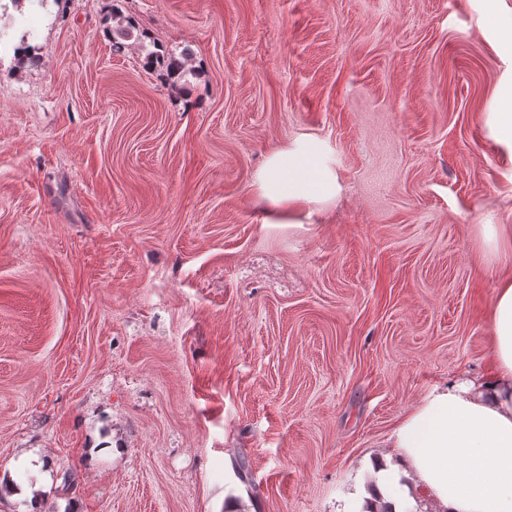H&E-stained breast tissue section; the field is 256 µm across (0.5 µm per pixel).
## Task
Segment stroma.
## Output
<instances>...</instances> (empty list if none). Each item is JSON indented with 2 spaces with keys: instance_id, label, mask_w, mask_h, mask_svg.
<instances>
[{
  "instance_id": "1",
  "label": "stroma",
  "mask_w": 512,
  "mask_h": 512,
  "mask_svg": "<svg viewBox=\"0 0 512 512\" xmlns=\"http://www.w3.org/2000/svg\"><path fill=\"white\" fill-rule=\"evenodd\" d=\"M11 15L32 53L0 54V512H30L23 485L48 512H343L417 401L492 359L512 257L480 227L512 225V168L476 0ZM307 137L341 194L263 223L258 171Z\"/></svg>"
}]
</instances>
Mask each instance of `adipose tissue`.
I'll list each match as a JSON object with an SVG mask.
<instances>
[{
  "instance_id": "obj_1",
  "label": "adipose tissue",
  "mask_w": 512,
  "mask_h": 512,
  "mask_svg": "<svg viewBox=\"0 0 512 512\" xmlns=\"http://www.w3.org/2000/svg\"><path fill=\"white\" fill-rule=\"evenodd\" d=\"M478 11L505 65L482 122L512 160V8L478 0ZM256 180L267 224L301 223L341 190L328 151L313 139L273 152ZM490 327L489 370L424 395L390 436L395 456L370 463L353 505L412 512L421 495L436 512H512V277L493 291Z\"/></svg>"
}]
</instances>
